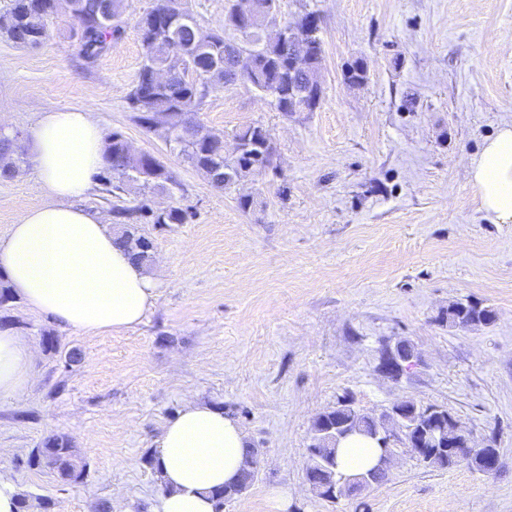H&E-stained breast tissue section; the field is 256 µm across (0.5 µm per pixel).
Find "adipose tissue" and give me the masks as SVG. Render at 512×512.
Instances as JSON below:
<instances>
[{"label": "adipose tissue", "instance_id": "adipose-tissue-1", "mask_svg": "<svg viewBox=\"0 0 512 512\" xmlns=\"http://www.w3.org/2000/svg\"><path fill=\"white\" fill-rule=\"evenodd\" d=\"M17 147L49 200L23 213L0 237V275L32 312L84 333L122 330L141 322L156 288L146 270L119 248L102 214L77 204L104 165V132L93 112L46 106ZM481 210L512 224V123L488 138L468 171ZM27 337L0 330V397L21 393L33 378ZM249 442L223 411L190 403L162 432L157 467L165 486L153 512H215V489L237 481ZM372 442L353 435L337 450L340 472L373 466Z\"/></svg>", "mask_w": 512, "mask_h": 512}]
</instances>
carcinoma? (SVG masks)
<instances>
[{
    "mask_svg": "<svg viewBox=\"0 0 512 512\" xmlns=\"http://www.w3.org/2000/svg\"><path fill=\"white\" fill-rule=\"evenodd\" d=\"M58 0H9L7 13L13 25L0 31V35L19 46L34 47L50 37V20L57 12ZM72 34L79 54L88 65H94L107 53L125 32L124 0H75ZM278 0H263L264 13L250 22L249 36L259 49L245 55L226 44L224 34L215 33L216 39L201 43L197 37L199 22L189 8L187 0H153L152 6L137 21L144 51L142 65L136 81L127 95L128 109L133 120L145 129L162 128L169 134L172 148L185 155L189 163L213 186L224 189L241 182L257 171L252 156L265 154L272 148L271 134L261 124L240 127L235 137L253 145V149L239 157L224 154V142L208 136L209 130L193 119L205 99L221 84L246 82L285 117L292 111H315L322 100L321 70L322 45L315 47V59L309 70L295 80L288 71V56L284 53V27L290 21L278 20ZM182 56L189 75L171 74L167 83H154V74L170 69L174 54ZM104 157L107 165L101 176L104 191L111 194L122 189L127 181H139L148 193L171 192L177 185L171 171L151 153L134 155L123 137L114 133L105 140ZM18 168V159L12 149V140L0 138V179L12 178ZM117 223L123 230L116 233V244L124 248L132 261L147 269L151 251L143 249L146 236L139 233L137 222L151 224H186L194 217L187 209L170 206L154 210L141 199L134 207L115 210ZM495 320L493 309L478 303H454L448 306V326L460 323L489 325ZM349 422L347 435L360 434L377 443L384 433L383 423L374 421L353 405L332 408L316 415L312 421V439L324 436V431L338 420ZM431 435L442 447L432 448L417 461L430 469H449L461 463L471 469L487 473L488 459L498 454L491 445L476 450L467 458L457 457L455 449L448 447L451 439L448 424L436 421ZM313 466L307 469V480L322 492L325 500L336 501L328 492L327 483L342 477L337 469L336 455H310ZM29 465L41 468L61 482H76L84 473L75 449L61 435L47 437L28 460ZM248 477L243 469L239 480L215 492L218 505L241 495L240 486Z\"/></svg>",
    "mask_w": 512,
    "mask_h": 512,
    "instance_id": "cac0c4a2",
    "label": "carcinoma"
}]
</instances>
